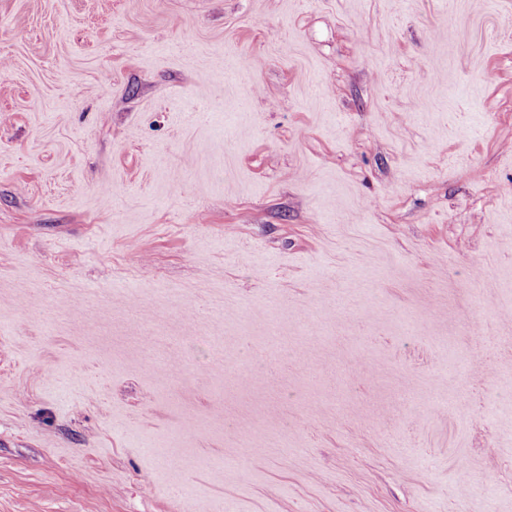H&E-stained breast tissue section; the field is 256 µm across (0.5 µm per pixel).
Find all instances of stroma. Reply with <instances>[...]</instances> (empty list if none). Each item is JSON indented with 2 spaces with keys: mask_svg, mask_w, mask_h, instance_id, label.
<instances>
[{
  "mask_svg": "<svg viewBox=\"0 0 512 512\" xmlns=\"http://www.w3.org/2000/svg\"><path fill=\"white\" fill-rule=\"evenodd\" d=\"M0 62V512H512V0H0Z\"/></svg>",
  "mask_w": 512,
  "mask_h": 512,
  "instance_id": "35a3bbf8",
  "label": "stroma"
}]
</instances>
